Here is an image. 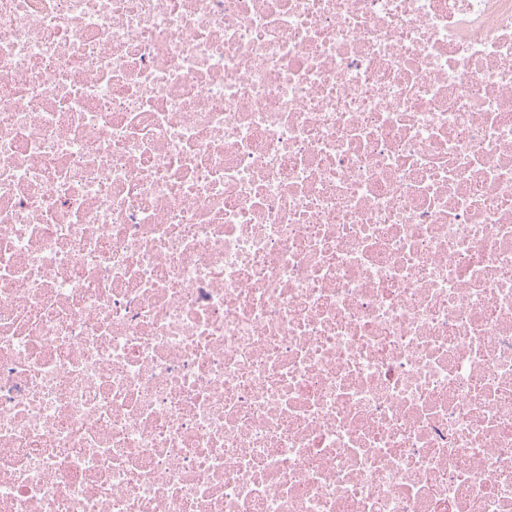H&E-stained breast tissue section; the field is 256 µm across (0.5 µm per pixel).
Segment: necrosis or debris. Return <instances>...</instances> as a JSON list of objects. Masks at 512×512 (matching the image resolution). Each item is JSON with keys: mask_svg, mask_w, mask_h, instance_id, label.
Wrapping results in <instances>:
<instances>
[{"mask_svg": "<svg viewBox=\"0 0 512 512\" xmlns=\"http://www.w3.org/2000/svg\"><path fill=\"white\" fill-rule=\"evenodd\" d=\"M0 512H512V0H0Z\"/></svg>", "mask_w": 512, "mask_h": 512, "instance_id": "obj_1", "label": "necrosis or debris"}]
</instances>
